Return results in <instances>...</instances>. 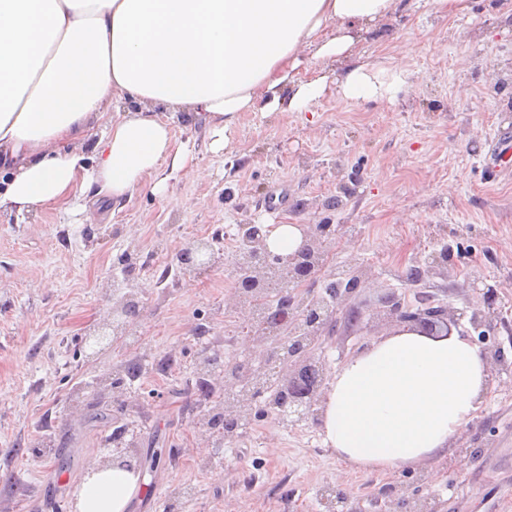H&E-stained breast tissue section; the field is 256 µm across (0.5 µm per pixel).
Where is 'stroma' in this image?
Here are the masks:
<instances>
[{
	"mask_svg": "<svg viewBox=\"0 0 512 512\" xmlns=\"http://www.w3.org/2000/svg\"><path fill=\"white\" fill-rule=\"evenodd\" d=\"M503 9L504 0H472L467 15L443 18L411 7L363 33L358 55L394 56L413 73L392 101L325 97L309 113L247 112L218 156L205 119L178 114L175 140L208 177L171 172L165 193L136 191L109 222L56 209L22 220L0 213V512H71L75 485L115 421L141 453H162L131 512H240L245 502L251 512H325L329 486L356 512H381L390 484L440 512H512V166L500 167L498 155L500 134L512 132V18ZM275 191L286 203L265 211ZM244 224L336 225L332 265L369 273L347 300L366 319L353 330L337 324L321 345L333 370L388 333L368 317L379 296L414 302L408 269L443 246L457 250V266L424 288L454 310L456 332L476 339L470 317L482 289L496 287L490 341L506 366L479 418L434 466L437 480L426 463L390 475L349 471L313 419L287 428L264 415L231 440L198 432L210 406L199 364L217 354L233 365L254 349L248 316L232 305ZM199 228L214 260L187 273L177 256ZM126 252L137 260L139 314L130 338L89 356L84 336L107 318ZM131 366L142 378L113 388ZM96 409L110 424L92 421Z\"/></svg>",
	"mask_w": 512,
	"mask_h": 512,
	"instance_id": "1",
	"label": "stroma"
}]
</instances>
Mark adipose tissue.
I'll return each instance as SVG.
<instances>
[{"label": "adipose tissue", "instance_id": "adipose-tissue-1", "mask_svg": "<svg viewBox=\"0 0 512 512\" xmlns=\"http://www.w3.org/2000/svg\"><path fill=\"white\" fill-rule=\"evenodd\" d=\"M403 0H0V212L115 203L166 187L163 165L201 175L163 113L208 122L209 147L233 145L242 113L308 112L326 95L394 100L412 73L390 56L352 60L363 32ZM319 65L296 78L306 57ZM132 101L136 111L123 110ZM91 152H84L85 143ZM494 387L468 337L392 328L348 356L328 382L323 441L348 469L392 473L439 459ZM140 473L102 468L75 512H128Z\"/></svg>", "mask_w": 512, "mask_h": 512}]
</instances>
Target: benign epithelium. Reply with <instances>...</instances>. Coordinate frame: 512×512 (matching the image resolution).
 <instances>
[{"label":"benign epithelium","mask_w":512,"mask_h":512,"mask_svg":"<svg viewBox=\"0 0 512 512\" xmlns=\"http://www.w3.org/2000/svg\"><path fill=\"white\" fill-rule=\"evenodd\" d=\"M302 243L292 254L286 256L272 253L267 245V228L261 224H248L245 227L244 243L246 251L235 257L238 272L234 291L235 305L254 316V299L265 293L263 285L269 271H274L275 279L281 286L280 296L288 299V318L281 321L272 332L263 328L254 331L252 340L262 359H248L219 375L218 386L226 395H235L237 400L215 401L208 422L198 427L202 432H210L220 425V419L250 421L255 417L256 407L267 414L266 394L271 389L288 390L289 397L276 403L274 415L278 423L294 427L316 414L321 405L328 381V369L324 360L317 354L321 340L337 314H343L345 322L356 326L363 318L357 308H343V301L355 292L366 280V270L353 267L352 274L340 279L336 296L328 302L320 294L308 288L328 264L329 245L335 239V229L331 224H303ZM211 245L197 242L179 253L183 260L208 255ZM457 266L453 247L443 249L433 256L432 262L423 269L414 268V278L410 283L418 285L425 281L432 271ZM112 305V321H107L98 329L99 336L117 335L126 326V318L135 305L136 294L121 293ZM497 291L488 286L482 292L483 307L476 309L470 318L476 329L487 331L494 327L498 313L495 308ZM376 317L387 323L407 324L429 336H446L457 318L451 308L437 303L424 291L416 293V304L409 305L395 292L388 291L378 299ZM131 443L122 438L107 449V453L91 462L101 467L122 466L133 469L140 466L141 459L127 453Z\"/></svg>","instance_id":"obj_1"}]
</instances>
